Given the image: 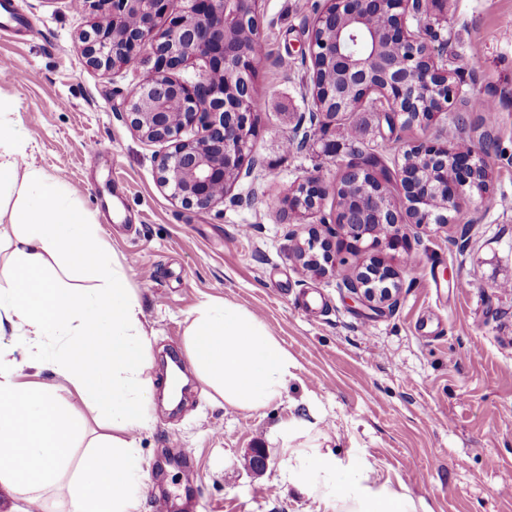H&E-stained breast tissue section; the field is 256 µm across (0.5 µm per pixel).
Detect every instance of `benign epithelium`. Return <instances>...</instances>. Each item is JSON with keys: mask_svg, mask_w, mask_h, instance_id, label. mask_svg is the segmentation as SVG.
I'll return each mask as SVG.
<instances>
[{"mask_svg": "<svg viewBox=\"0 0 512 512\" xmlns=\"http://www.w3.org/2000/svg\"><path fill=\"white\" fill-rule=\"evenodd\" d=\"M75 0L77 11L98 8L106 19L81 36L88 63L106 74L119 64L139 60L150 75L128 102L132 125L144 138L172 143L159 161L160 185L182 204L212 209L228 201L235 206L251 198L232 194L251 174L255 136L252 100L263 43L261 0ZM434 0H327L314 19L303 59L311 61L310 89L314 110L310 122L322 130L336 121V110L362 106L374 93L387 105L381 113L390 131L424 127L462 101L445 60L433 42L437 31L424 21ZM201 60L205 68L189 83L178 71ZM199 126L193 140L181 133ZM419 156L426 170L401 162L383 167L358 155L345 167L342 182L387 187L383 198L370 193L352 210L336 213L335 241L312 235L296 247L302 267L323 275L333 266V250L345 247L367 254L359 274L344 283L369 303L394 307L398 273L371 254L385 244L394 249L405 224H446L447 213L489 182L486 161L446 140L417 141L403 157ZM336 184L307 178L288 195V209L315 213ZM388 229L386 234L379 227Z\"/></svg>", "mask_w": 512, "mask_h": 512, "instance_id": "benign-epithelium-1", "label": "benign epithelium"}]
</instances>
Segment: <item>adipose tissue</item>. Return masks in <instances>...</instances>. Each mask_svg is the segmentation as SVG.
<instances>
[{
  "mask_svg": "<svg viewBox=\"0 0 512 512\" xmlns=\"http://www.w3.org/2000/svg\"><path fill=\"white\" fill-rule=\"evenodd\" d=\"M0 99V223L14 226L12 263L0 273V328L28 336L40 363L65 379L112 433L91 441L72 463L85 424L57 387L27 386L0 363V491L6 512H29L67 484L68 512H139L143 475L133 433L149 422L143 378L151 340L141 305L127 288L91 214L71 200L60 177L26 160L27 141ZM60 268L54 276L52 268ZM94 287H84V280ZM185 348L201 381L231 408L256 410L280 399L294 362L254 313L226 299L201 302L189 318ZM311 425H279L288 445L283 477L307 496L334 497L333 512H418L410 497L376 491L366 476L336 480L333 453L292 443Z\"/></svg>",
  "mask_w": 512,
  "mask_h": 512,
  "instance_id": "obj_1",
  "label": "adipose tissue"
}]
</instances>
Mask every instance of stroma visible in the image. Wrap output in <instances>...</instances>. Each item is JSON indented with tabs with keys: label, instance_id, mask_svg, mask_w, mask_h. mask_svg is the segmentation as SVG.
I'll use <instances>...</instances> for the list:
<instances>
[{
	"label": "stroma",
	"instance_id": "35a3bbf8",
	"mask_svg": "<svg viewBox=\"0 0 512 512\" xmlns=\"http://www.w3.org/2000/svg\"><path fill=\"white\" fill-rule=\"evenodd\" d=\"M18 4L31 29L0 31V58L20 69L0 73V96L14 104L27 162L63 174L94 215L152 335L145 377L156 398L135 435L140 512H156L160 493L171 512H325L281 477L287 455L271 432L294 418L311 419L310 440L336 454L340 480L368 475L428 512H512V0H443L448 35L435 44L465 97L496 104L495 123L454 105L425 128L370 124L333 154L319 139L284 148L313 106L301 50L324 0H262L256 166L235 187L253 203L210 210L160 186L158 160L172 147L131 125L126 105L148 65L102 74L80 40L92 11ZM462 114L464 141L487 152L490 191L449 212L447 226H403L406 249L384 252L401 271L395 308L374 310L345 288L360 264L351 252L324 276L300 268L296 246L337 211L331 194L315 217L289 216L284 201L300 182L339 181L357 152L395 168L409 143L444 137ZM89 140L96 152L84 151ZM209 298L257 314L294 359L280 400L239 410L200 382L185 329ZM0 358L21 381L60 383L50 368H30L21 332L0 335ZM257 448L270 454L261 474L249 467Z\"/></svg>",
	"mask_w": 512,
	"mask_h": 512
}]
</instances>
